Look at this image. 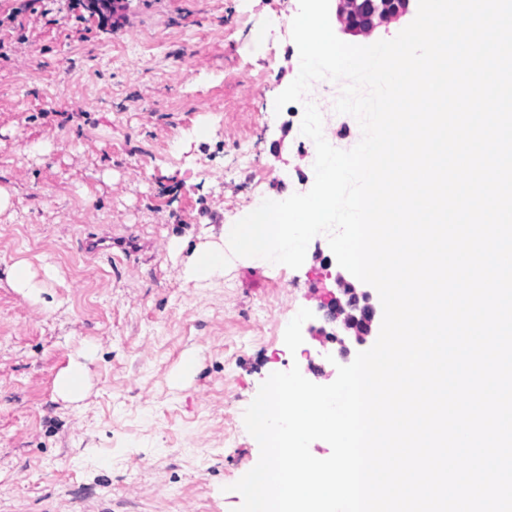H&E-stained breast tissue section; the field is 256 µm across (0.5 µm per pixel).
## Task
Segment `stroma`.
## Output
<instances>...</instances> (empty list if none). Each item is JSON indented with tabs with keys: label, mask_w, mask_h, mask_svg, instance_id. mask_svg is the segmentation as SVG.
I'll list each match as a JSON object with an SVG mask.
<instances>
[{
	"label": "stroma",
	"mask_w": 512,
	"mask_h": 512,
	"mask_svg": "<svg viewBox=\"0 0 512 512\" xmlns=\"http://www.w3.org/2000/svg\"><path fill=\"white\" fill-rule=\"evenodd\" d=\"M25 2L0 0L19 13L0 26V512H235L261 384L295 365L332 383L382 323L356 337L325 322L347 287L382 305L320 239L297 269L182 277L211 225L314 183L302 104L274 109L298 75V0H129L116 27ZM94 234L110 253L83 251ZM19 260L41 302L10 286ZM89 346L87 394L64 400L56 377ZM188 350L198 370L174 386Z\"/></svg>",
	"instance_id": "1"
}]
</instances>
